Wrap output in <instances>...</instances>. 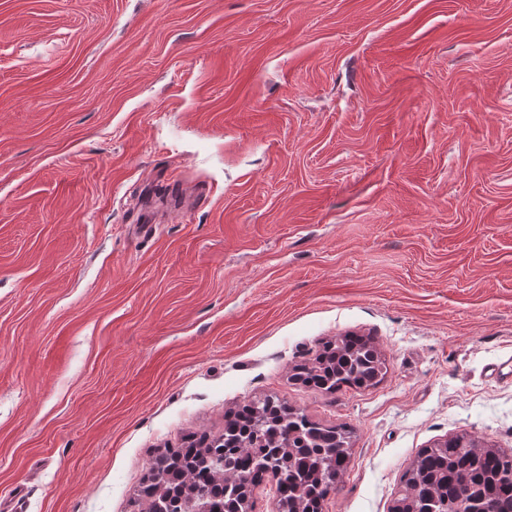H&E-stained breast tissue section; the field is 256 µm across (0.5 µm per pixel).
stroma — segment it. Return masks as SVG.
<instances>
[{"label": "stroma", "instance_id": "stroma-1", "mask_svg": "<svg viewBox=\"0 0 512 512\" xmlns=\"http://www.w3.org/2000/svg\"><path fill=\"white\" fill-rule=\"evenodd\" d=\"M349 335L378 385L299 379ZM510 357L512 0H0V512H146L265 398L350 432L323 512H393L512 449ZM401 483L395 512L410 511L409 501L439 512L444 502L460 498L469 507L473 501L490 512H512V452L492 448L467 432L456 434L424 449ZM212 451L208 445L200 446L188 445L185 448H178L170 454H166L171 460L170 464L162 469L160 481H157L155 471L157 459L151 465V478L141 486L140 496L148 504V511L154 512L157 507V501L162 497L166 498L167 490H178L180 487L190 485L191 487H201L206 489L210 497H219L224 494V488L221 483L216 482L209 470L207 458ZM155 471V474H154ZM161 484L165 485L162 486ZM166 507L168 501H165ZM157 508L160 512H171L170 508Z\"/></svg>", "mask_w": 512, "mask_h": 512}]
</instances>
